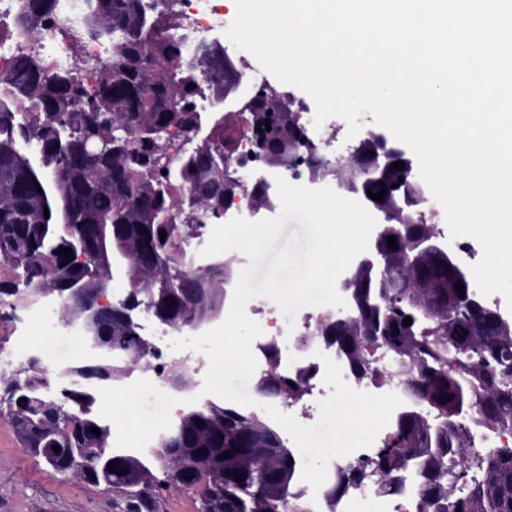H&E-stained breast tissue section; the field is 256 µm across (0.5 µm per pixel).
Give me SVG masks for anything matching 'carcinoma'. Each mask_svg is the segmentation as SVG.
Masks as SVG:
<instances>
[{"label": "carcinoma", "mask_w": 512, "mask_h": 512, "mask_svg": "<svg viewBox=\"0 0 512 512\" xmlns=\"http://www.w3.org/2000/svg\"><path fill=\"white\" fill-rule=\"evenodd\" d=\"M55 10L56 0H21L6 36L32 35ZM86 39L106 47L91 66L90 85L81 58L57 68L35 52L21 54L11 77L0 80V305L15 313L55 298L64 319L107 354L55 373L32 356L0 374V415L37 461L63 477L106 486L120 512H159L187 459L197 468L188 491L199 512H309L298 490L300 458L252 410L208 400L179 410L144 451L111 446L110 425L97 409L101 384L122 382L144 364L173 387L190 378L181 363L150 356L127 313L143 304L162 322L204 325L224 297L214 285L217 269L227 282L238 273L231 257L219 268L196 266L183 247L199 211L223 214L224 149L235 142L238 117L197 112L198 88L190 87L194 77L171 7L93 0L82 31L72 35L78 45ZM259 121L264 136L288 141L281 166L290 167L295 119L263 112ZM199 122L204 135L188 137ZM176 135L189 148L174 158ZM440 235L436 224L382 227L375 243L394 261L391 276L354 264L352 311L320 316L302 337L334 347L366 379L399 383L403 401L368 459L328 472L322 495L332 508L348 487L370 483L381 494L415 489L418 512H512V454L486 447L512 431V319L490 305L472 308L471 289L458 293L444 274V256L420 252L422 238ZM120 272L137 275L135 291L111 304L110 321H94L72 291L94 303ZM266 354L269 369L255 394L302 400L312 371H282L274 343Z\"/></svg>", "instance_id": "cac0c4a2"}]
</instances>
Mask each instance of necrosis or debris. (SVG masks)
I'll return each mask as SVG.
<instances>
[{
    "label": "necrosis or debris",
    "mask_w": 512,
    "mask_h": 512,
    "mask_svg": "<svg viewBox=\"0 0 512 512\" xmlns=\"http://www.w3.org/2000/svg\"><path fill=\"white\" fill-rule=\"evenodd\" d=\"M183 23L182 34L185 40L187 61L193 67L196 83L215 84L217 78L211 72L199 67L201 56L223 47L224 31L232 21L220 0H170ZM87 7V0H58L54 15L43 21L32 49L40 52L55 64L71 65L75 54H82L85 60H93L101 55L103 47L99 42H85L81 51H74L68 38L69 30L81 22ZM314 108L304 105L299 109L298 126L302 132L303 144L300 149L301 162L289 169L288 182L308 181V168L312 160L338 161L344 155V148L335 144V138L346 127L342 118L333 116L322 126H314ZM237 152L231 160V168L239 183L224 199L223 220L241 216L254 218L258 209L251 189L259 183L274 184L275 174L271 171L259 148L256 126L238 128ZM415 497L407 492L398 495L381 496L368 485L349 487L342 504V512H416Z\"/></svg>",
    "instance_id": "1"
}]
</instances>
